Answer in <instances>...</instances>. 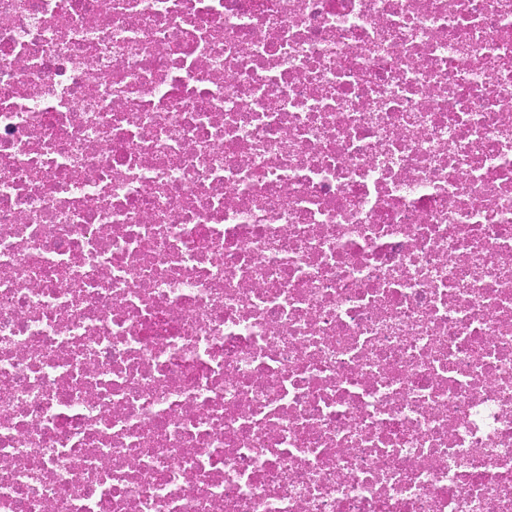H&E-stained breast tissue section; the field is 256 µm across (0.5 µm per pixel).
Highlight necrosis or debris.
<instances>
[{"instance_id":"obj_1","label":"necrosis or debris","mask_w":512,"mask_h":512,"mask_svg":"<svg viewBox=\"0 0 512 512\" xmlns=\"http://www.w3.org/2000/svg\"><path fill=\"white\" fill-rule=\"evenodd\" d=\"M0 512H512V0H0Z\"/></svg>"}]
</instances>
